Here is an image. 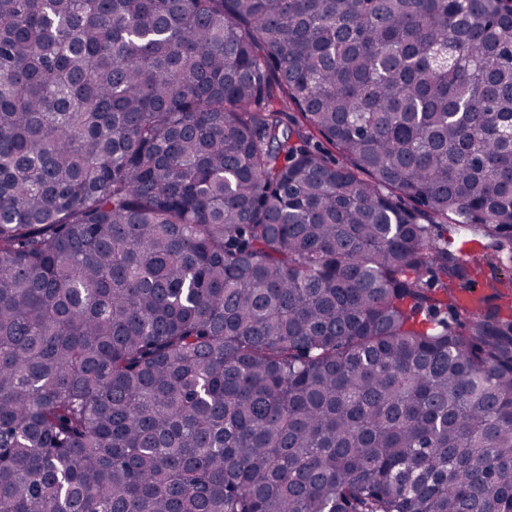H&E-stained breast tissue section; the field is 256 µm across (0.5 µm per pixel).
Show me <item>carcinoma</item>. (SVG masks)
<instances>
[{"mask_svg":"<svg viewBox=\"0 0 512 512\" xmlns=\"http://www.w3.org/2000/svg\"><path fill=\"white\" fill-rule=\"evenodd\" d=\"M507 264L509 0H0V512H512Z\"/></svg>","mask_w":512,"mask_h":512,"instance_id":"obj_1","label":"carcinoma"}]
</instances>
